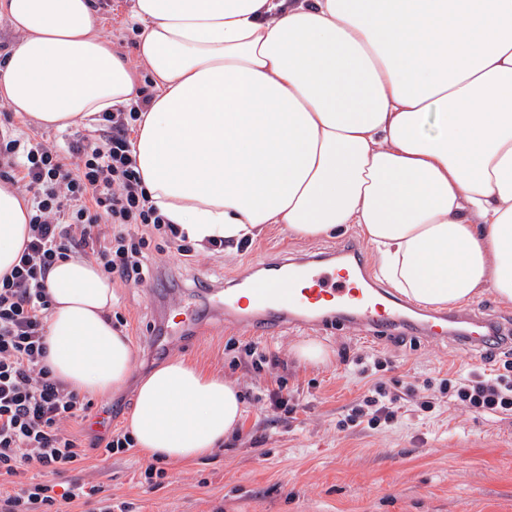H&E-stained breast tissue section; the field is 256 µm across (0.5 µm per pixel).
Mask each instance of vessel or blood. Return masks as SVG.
<instances>
[{"label":"vessel or blood","mask_w":512,"mask_h":512,"mask_svg":"<svg viewBox=\"0 0 512 512\" xmlns=\"http://www.w3.org/2000/svg\"><path fill=\"white\" fill-rule=\"evenodd\" d=\"M350 263L335 267L310 264L284 266L261 263V275L241 281L236 288L201 287L199 296L209 307L223 312L225 321L256 336H271L288 326L329 328L334 321L354 320L370 334L407 330L409 304L388 297L363 274L365 260L350 251ZM194 309L184 308L168 321L164 333L175 337L190 331L196 322ZM475 348L493 346L485 321L469 320L461 338Z\"/></svg>","instance_id":"b4317fda"}]
</instances>
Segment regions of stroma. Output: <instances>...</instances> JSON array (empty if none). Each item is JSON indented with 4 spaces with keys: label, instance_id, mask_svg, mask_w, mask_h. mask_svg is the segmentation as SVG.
<instances>
[{
    "label": "stroma",
    "instance_id": "35a3bbf8",
    "mask_svg": "<svg viewBox=\"0 0 512 512\" xmlns=\"http://www.w3.org/2000/svg\"><path fill=\"white\" fill-rule=\"evenodd\" d=\"M133 5L134 0L96 3L101 35L128 54L135 46ZM350 242L360 246L368 267H375L372 247L354 224L309 241L269 224L248 247L217 256L202 247L191 264L161 247L155 254L160 269L149 286L114 290L112 311L124 320L134 369L122 391L95 399V410L113 430H126L140 380L166 362L184 359L238 387L241 425L201 461H165L167 477L153 489L142 482L146 459L136 448L106 462L88 459L76 477L101 486L114 503H127L128 512H512V419L477 417L443 405L427 415L407 413L403 425L386 432L340 426L365 389L357 357L379 355L386 362L383 381L406 388L442 372L483 365L481 352L416 331L403 333L397 345L389 335L365 336L355 323L311 335L288 330L254 337L204 305L187 337L174 344L155 341V327L188 305L197 279L221 288L254 275L266 256H323ZM310 336L330 348L326 364L294 358L293 347ZM248 343L276 357L277 365L258 372L246 366L241 349ZM279 378L303 405L295 418L255 400Z\"/></svg>",
    "mask_w": 512,
    "mask_h": 512
}]
</instances>
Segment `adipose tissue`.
<instances>
[{
    "instance_id": "adipose-tissue-1",
    "label": "adipose tissue",
    "mask_w": 512,
    "mask_h": 512,
    "mask_svg": "<svg viewBox=\"0 0 512 512\" xmlns=\"http://www.w3.org/2000/svg\"><path fill=\"white\" fill-rule=\"evenodd\" d=\"M1 17L19 39L0 102L41 127L129 105L148 72L131 158L188 239L354 224L405 298L512 306V0H135V66L99 34L93 0H0ZM28 223L0 183V274ZM47 284L53 375L84 395L124 387L133 349L111 282L69 257ZM242 416L233 384L180 359L141 381L127 425L146 457L191 463Z\"/></svg>"
}]
</instances>
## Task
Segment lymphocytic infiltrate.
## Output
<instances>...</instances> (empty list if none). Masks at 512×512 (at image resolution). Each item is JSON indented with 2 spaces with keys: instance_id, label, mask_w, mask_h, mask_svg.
<instances>
[{
  "instance_id": "lymphocytic-infiltrate-1",
  "label": "lymphocytic infiltrate",
  "mask_w": 512,
  "mask_h": 512,
  "mask_svg": "<svg viewBox=\"0 0 512 512\" xmlns=\"http://www.w3.org/2000/svg\"><path fill=\"white\" fill-rule=\"evenodd\" d=\"M150 100L143 92L130 109L101 113L93 136L75 135L64 146L0 127V177L30 196L28 239L17 263L0 276V512H64L76 501L91 512H113L111 497L74 472L90 454L106 461L135 442L130 432L118 431L86 445L72 432V425L93 418V404L44 363L46 276L58 259L74 256L94 261L112 283L145 286L156 271L152 245L158 240L196 258L194 246L150 203L130 157V135ZM380 367L376 358L363 366L371 384L345 427H392L408 398L422 412L445 401L512 418V358L498 369L424 379L405 395L377 379Z\"/></svg>"
}]
</instances>
